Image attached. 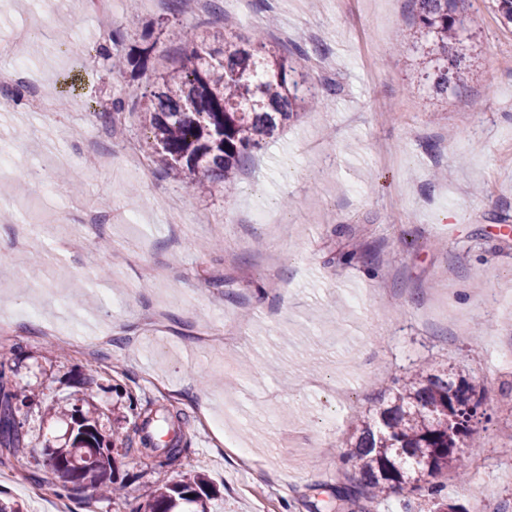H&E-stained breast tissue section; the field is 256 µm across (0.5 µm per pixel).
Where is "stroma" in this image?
Segmentation results:
<instances>
[{"instance_id":"1","label":"stroma","mask_w":512,"mask_h":512,"mask_svg":"<svg viewBox=\"0 0 512 512\" xmlns=\"http://www.w3.org/2000/svg\"><path fill=\"white\" fill-rule=\"evenodd\" d=\"M269 2L275 26L262 31L227 12L175 15L147 0L130 19L126 0H111L129 21L123 52L159 35L146 68L119 74L95 52L108 33L83 0L59 17L79 58L30 49L23 66L40 69L42 92L80 108L51 120L0 112V147L17 167L0 180V240L12 244L22 225L57 227L55 240L0 258V320L15 327L11 380L32 396L19 451L0 448V493L27 510L28 488L57 485L44 447L68 442L75 408L93 411L113 439L125 491L117 502L90 486L58 495L66 512H144L147 487L195 474L209 512H316L344 480L356 410L429 364L484 392L472 448L483 467L464 478L445 471L443 495L512 512V364L501 360L512 350V30L487 0H460L476 21L468 88L445 98L420 83L413 46L393 44L396 27L414 23L413 0ZM184 26L215 46L263 32L281 55L308 50L314 83L340 88L328 108H304L256 151L252 181L229 200L189 195L164 176L138 100L115 131L96 116L121 89L152 90L175 67L172 33ZM318 44L326 55L313 56ZM429 141L437 150H425ZM96 150L111 167L90 164ZM133 151L150 159V175L129 166ZM31 164L39 183L19 173ZM257 208L268 223H252ZM351 242L369 243L371 265L338 264ZM31 306L48 328L62 329L65 314L82 335L110 331L112 344L92 357L49 348L26 321ZM149 309L167 315L160 337L144 329ZM227 323L242 333L237 347H198V332ZM133 397L179 413L178 462L141 454ZM206 411L223 418L224 438Z\"/></svg>"}]
</instances>
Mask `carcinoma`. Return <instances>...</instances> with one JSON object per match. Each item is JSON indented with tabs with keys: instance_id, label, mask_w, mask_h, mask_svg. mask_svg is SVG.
I'll use <instances>...</instances> for the list:
<instances>
[{
	"instance_id": "1",
	"label": "carcinoma",
	"mask_w": 512,
	"mask_h": 512,
	"mask_svg": "<svg viewBox=\"0 0 512 512\" xmlns=\"http://www.w3.org/2000/svg\"><path fill=\"white\" fill-rule=\"evenodd\" d=\"M418 21L397 34V47L419 50V69L433 92L446 96L466 87L459 0H416ZM182 45L176 68L157 77L142 95L124 90L108 111L98 114L108 128L120 123L126 99H147L141 108L144 127L164 174L190 192L219 193L230 199L240 172L255 150L297 115L302 104L323 105L337 92L309 86L307 72L286 56L266 49L264 37L224 40L215 50L198 39L194 28L179 32ZM11 367L0 358V447L21 443L26 391L10 382ZM483 393L466 376L421 367L381 389L375 405L356 411V427L343 458L351 477L336 486V509L354 505L368 512L393 491H426L429 512H456L440 497L429 478L452 468L469 474L471 455L457 452L458 440L473 442L471 422L482 407ZM76 425L69 446L51 449L54 473L63 488L85 483L110 497L120 491L112 479V449L103 445L93 413L71 412ZM205 480L195 476L175 484L156 485L144 494L145 512H207Z\"/></svg>"
}]
</instances>
